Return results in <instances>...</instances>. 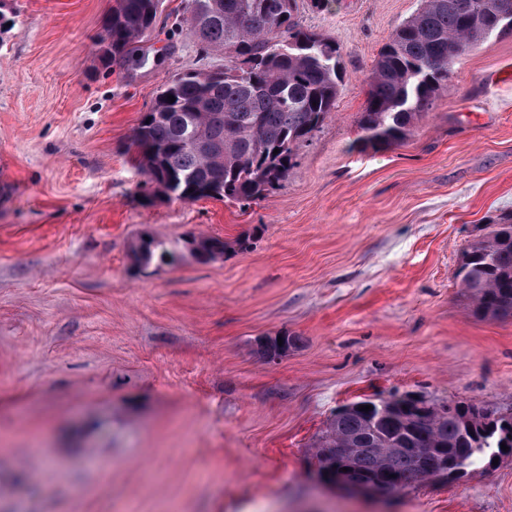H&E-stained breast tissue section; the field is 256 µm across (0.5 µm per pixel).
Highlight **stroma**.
<instances>
[{
  "mask_svg": "<svg viewBox=\"0 0 512 512\" xmlns=\"http://www.w3.org/2000/svg\"><path fill=\"white\" fill-rule=\"evenodd\" d=\"M114 0H10L0 35V512H512V457L381 501L322 490L311 446L392 393L512 415V317L473 311L462 254L512 212V35L456 59L403 144L357 152L380 48L420 0H335L333 112L250 204L144 186L125 146L200 68L163 0L146 64L105 69ZM223 259L133 266L141 234ZM297 343L274 360L261 338ZM185 248L199 263H208L224 255V240L214 236L193 235L185 241Z\"/></svg>",
  "mask_w": 512,
  "mask_h": 512,
  "instance_id": "1",
  "label": "stroma"
}]
</instances>
